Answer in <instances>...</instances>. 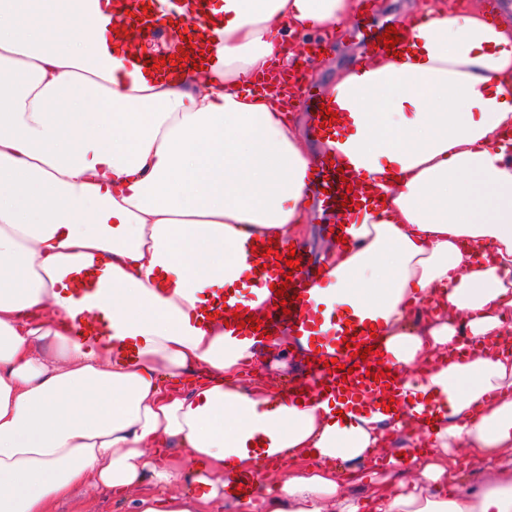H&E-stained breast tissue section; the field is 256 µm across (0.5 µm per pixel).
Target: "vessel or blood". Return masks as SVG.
<instances>
[{
    "label": "vessel or blood",
    "mask_w": 512,
    "mask_h": 512,
    "mask_svg": "<svg viewBox=\"0 0 512 512\" xmlns=\"http://www.w3.org/2000/svg\"><path fill=\"white\" fill-rule=\"evenodd\" d=\"M213 0H105L97 15L98 24L116 41L125 45L124 71L128 78L157 71L166 72L160 55H145L135 43H129L128 33H135L137 40L156 39L164 36L167 52L179 70L194 67L220 69L224 60L217 49L221 43L219 27L213 19ZM294 88L300 103L309 110L311 135L324 149L316 164L309 169L307 187L316 193L326 212L332 216L330 223L322 225V232H333L345 238L348 245H355L357 238L354 215L368 210L372 201L369 187L347 193L346 183L361 175L362 169L347 160L345 150L336 143L342 129L340 123L323 124L322 106L328 105L326 94L312 83L298 81ZM352 196V203H345V196ZM265 240H244L238 246V258L247 265V278L242 286L225 289L223 296L201 305L203 321L227 322L228 336L237 340L256 339L259 336L289 334L311 361L309 377L291 386L287 392L289 402L317 403L332 398L337 409L349 412L365 409L371 413L390 410L398 414L404 409L399 380L391 376L377 378L368 375L367 366H390L391 356L385 355L382 336L374 334L380 320L372 311L361 310L339 314L327 308L326 291L331 283L329 270L320 269L318 263L308 259L303 246L294 245L292 239L277 241L278 253L262 257L253 254V247H265ZM295 253L300 266L291 267V286L284 288L283 297H276L275 288L281 287L283 275L276 263L277 256ZM103 267L94 261L82 265L73 275L70 294L78 309L75 336L88 344L97 343L111 335L108 322L102 320L98 307L103 300L105 281ZM260 320L259 328L240 324V317ZM373 347L366 367H356L349 344ZM348 367V375H341L336 364Z\"/></svg>",
    "instance_id": "obj_1"
}]
</instances>
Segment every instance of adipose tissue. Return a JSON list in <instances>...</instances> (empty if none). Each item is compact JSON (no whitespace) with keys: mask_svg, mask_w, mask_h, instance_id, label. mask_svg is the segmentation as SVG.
I'll list each match as a JSON object with an SVG mask.
<instances>
[{"mask_svg":"<svg viewBox=\"0 0 512 512\" xmlns=\"http://www.w3.org/2000/svg\"><path fill=\"white\" fill-rule=\"evenodd\" d=\"M360 0H219L220 71L126 80L100 55L98 0H0V512H54L77 489L122 512H222L223 474L255 478L236 512H512V351L452 360L512 334V26L426 0L406 56L340 68L361 166L389 184L359 242L321 255L337 304L380 318L404 414L296 407L255 357H299L288 336L231 341L194 327L209 288L245 271L251 236L302 240L312 152L281 89L297 31L344 25ZM97 259L112 336L75 339L65 280ZM439 424L411 479L361 483L373 448H413L409 414ZM490 477L445 494L457 447ZM291 468L270 478L266 461Z\"/></svg>","mask_w":512,"mask_h":512,"instance_id":"1","label":"adipose tissue"}]
</instances>
